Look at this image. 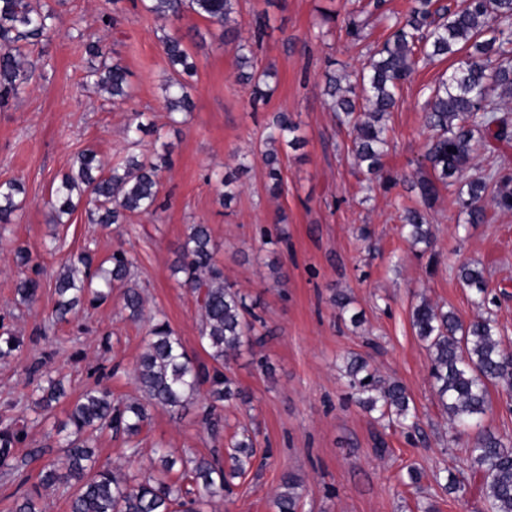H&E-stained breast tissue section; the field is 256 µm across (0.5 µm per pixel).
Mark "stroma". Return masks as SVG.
Wrapping results in <instances>:
<instances>
[{"mask_svg": "<svg viewBox=\"0 0 512 512\" xmlns=\"http://www.w3.org/2000/svg\"><path fill=\"white\" fill-rule=\"evenodd\" d=\"M49 2L60 14L57 28L27 53L34 77L26 93L0 109V181L18 178L25 188V204L0 245V322L24 342L20 352L0 358V416L30 407L34 385L27 369L42 358L71 380V395L102 385L113 398L138 397L133 371L149 323L128 320L120 297L68 324L47 321L56 274L70 254L86 247L101 260L120 246L129 251L147 311L164 313L187 353L205 359L198 305L171 267L188 225L206 224L225 278L247 295L260 318L251 345L231 365L247 398L225 404L220 440L195 414L177 417L156 409L138 437L137 456H124L125 437L108 432L97 442L101 459L136 473L148 466L156 444L177 457L206 455L246 426L255 432L252 466L204 512H273L272 498L287 474L302 483L300 512H421L428 502L440 512H486L465 453L470 438L455 435L437 403L430 356L411 312L425 299L466 322L491 317L512 348V212L492 209L487 223L471 224L443 194L428 211L435 258L406 242L402 209L418 205V198L401 185L388 190L369 182L348 151L349 129L335 124L325 105L327 60L358 66L368 44L352 43L340 28L325 29L322 17L344 19L355 0H239L240 29L254 15L265 17L267 35L255 54L277 71L268 102L258 107L237 78L233 47L216 49L209 23L185 14L179 25L193 31L186 45L201 66L193 80L194 108L174 120L161 86L167 67L162 20L144 12L139 0ZM104 10L113 12V26L102 24ZM90 38L102 39L108 56L128 68L135 92L129 102L112 104L87 83L84 44ZM455 63L448 57L419 68L404 86L387 119L386 173L418 169L427 138V89ZM283 110L299 123L306 143L283 156L285 190L273 199L264 189L259 144L272 114ZM135 111L153 113L159 129L144 136L141 152L169 158L161 190L166 209L106 228L89 223L80 208L70 223L50 224L45 202L54 178L87 148L105 159L123 158L125 125ZM242 157L251 167L229 207H222L212 177L234 170ZM17 243L42 265V292L30 308L14 294ZM464 263L483 269L486 307H477L472 290L460 282L457 268ZM340 291L351 298L359 324L339 318L332 298ZM350 353L364 356L382 378L406 386L418 430L382 428L358 405L340 375ZM262 358L269 371L258 367ZM67 413V402H60L16 448L24 474L36 476L44 458L57 455L46 434ZM380 439L386 443L382 453L376 449ZM412 468L422 473L415 486L408 478ZM449 473L464 481L463 492L442 489L439 479Z\"/></svg>", "mask_w": 512, "mask_h": 512, "instance_id": "obj_1", "label": "stroma"}]
</instances>
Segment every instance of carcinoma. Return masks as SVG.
Here are the masks:
<instances>
[{
    "label": "carcinoma",
    "mask_w": 512,
    "mask_h": 512,
    "mask_svg": "<svg viewBox=\"0 0 512 512\" xmlns=\"http://www.w3.org/2000/svg\"><path fill=\"white\" fill-rule=\"evenodd\" d=\"M405 14L395 16L384 41L371 50L360 71L326 72L327 107L352 135L351 155L355 165L378 176L387 187L398 181L418 191L423 208H407L403 217L406 239L412 246L432 249V230L426 210L439 199L440 191L454 186L470 168L481 147L512 142V121L501 104L512 100V0H457L444 5L440 0H410ZM142 9L157 18L178 22L188 11L203 17L218 33L216 48L238 40L236 56L239 80L250 86L252 102L269 97V67H259L253 44L263 40L266 23L258 15L251 23L249 40H240L234 26L238 0H140ZM353 10L346 34L355 42L367 39L366 23ZM57 12L32 0H0V108L25 93L32 72L26 48L49 37L56 26ZM169 71L165 75V108L169 117L190 112L194 102L185 77L196 73L198 63L183 38L167 33L162 39ZM86 54L99 60L86 72V81L106 93L112 102L133 97L127 68L118 60L106 61L97 41L85 45ZM465 55L450 75L435 86L424 101V125L433 131L425 144L423 160L433 171L429 178L409 175L397 179L383 175L382 158L387 145L385 115L399 102V91L419 64L438 57ZM157 128L149 112H133L126 126L133 143L139 135ZM300 127L286 112L274 114L263 142L261 156L266 167L265 190L273 198L282 195L284 179L280 150H296L303 144ZM480 140H474V133ZM168 157L158 154L144 159L131 154L116 162L103 163L91 149L79 152L68 171L61 174L47 201L49 222L66 224L79 202L87 207L94 224H126L134 215H155L160 201L161 173ZM248 166L240 162L236 173L224 174L218 202L224 206L234 198L237 174ZM467 189L454 192L455 203L468 215V223L485 224L487 206L512 212V170L496 168L472 176ZM23 185L18 179L0 182V240L7 226L15 223L23 207ZM217 245L206 224H190L173 267L177 282L195 296L201 313L200 339L210 363L191 358L181 340L161 313L151 325L135 369L141 400H115L104 387L85 390L71 405L68 421L56 429L60 457L44 464L38 483L17 496L12 512H44L40 489L63 486L69 490V512H203L202 506L224 499L233 481L246 474L254 456V439L248 430L234 441L231 452L213 450L208 457L176 458L159 446L158 475L139 477L116 473L98 459L95 443L100 434L121 433L130 443L123 454H138L137 437L148 425L150 409L161 408L182 416L194 405L201 389L206 403L197 408L200 422L216 436L224 427V402L246 399L234 379L226 373L230 362L250 344L259 317L252 312L247 296L224 281V270L215 260ZM20 275L15 281L17 301L32 305L42 288L39 264L23 246L13 249ZM136 260L123 248L112 252L108 262L84 249L71 255L54 282L53 323H69L88 306H98L122 289L128 317L143 318L145 298L132 281ZM458 278L475 291L476 304L487 302L488 282L483 270L464 264ZM411 322L430 353L429 375L433 392L449 420L459 427L478 424L488 409L489 386L512 393V351L503 347L494 321L480 318L462 322L455 313L443 312L422 300L411 314ZM23 340L10 330L0 332V358L20 349ZM345 376L357 402L379 419L401 427L417 428L405 387L383 381L368 361L355 355L345 362ZM34 412L43 417L53 405L67 397L62 378L48 379L38 387ZM28 418L12 415L0 422V473L9 480L28 482L14 463V449L27 438ZM470 466L481 477V492L488 512H512V438L481 430L466 448ZM176 478H171V473ZM302 485L289 475L282 490L272 499L274 512H298Z\"/></svg>",
    "instance_id": "carcinoma-1"
}]
</instances>
